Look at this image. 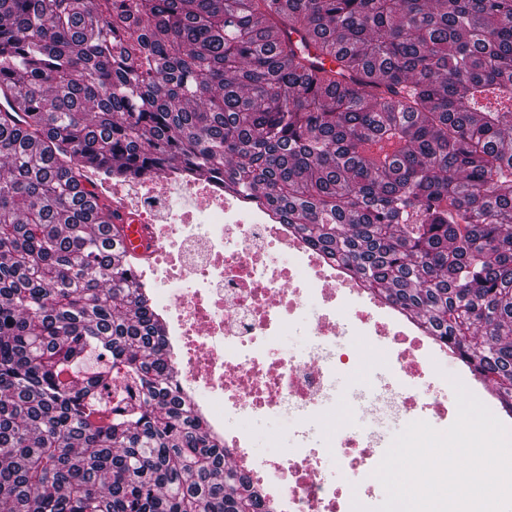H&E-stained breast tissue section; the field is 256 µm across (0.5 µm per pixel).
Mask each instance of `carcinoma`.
<instances>
[{
    "mask_svg": "<svg viewBox=\"0 0 512 512\" xmlns=\"http://www.w3.org/2000/svg\"><path fill=\"white\" fill-rule=\"evenodd\" d=\"M0 99V512H271L86 162L266 208L512 415V0H0Z\"/></svg>",
    "mask_w": 512,
    "mask_h": 512,
    "instance_id": "1",
    "label": "carcinoma"
}]
</instances>
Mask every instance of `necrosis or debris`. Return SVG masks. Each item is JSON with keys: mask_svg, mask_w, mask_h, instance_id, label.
I'll return each mask as SVG.
<instances>
[{"mask_svg": "<svg viewBox=\"0 0 512 512\" xmlns=\"http://www.w3.org/2000/svg\"><path fill=\"white\" fill-rule=\"evenodd\" d=\"M112 193L136 223L152 228L140 278L165 291L159 312L179 386L271 507L348 512L350 484L331 481L330 469L371 475L383 436L370 428L338 433L328 404L337 373L371 363L365 347H376L390 372L381 390L353 396L373 421L408 424L420 410L446 417L429 378L447 362V346L411 338L403 322L265 208L164 174ZM278 253L292 255L291 264L277 266ZM302 326L313 342H292ZM350 331L355 342L339 346ZM228 412L272 428L260 439L242 425L225 428Z\"/></svg>", "mask_w": 512, "mask_h": 512, "instance_id": "4bbe7bcc", "label": "necrosis or debris"}]
</instances>
